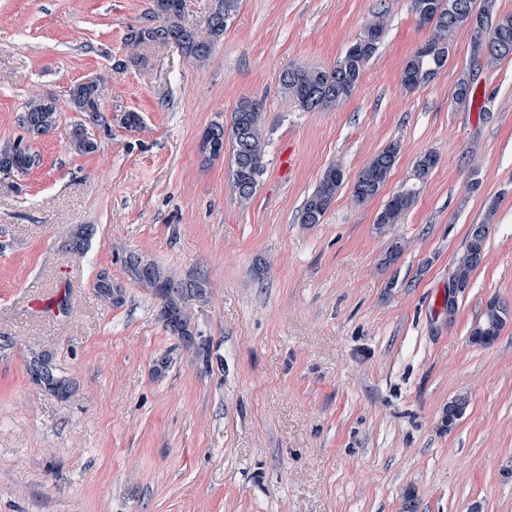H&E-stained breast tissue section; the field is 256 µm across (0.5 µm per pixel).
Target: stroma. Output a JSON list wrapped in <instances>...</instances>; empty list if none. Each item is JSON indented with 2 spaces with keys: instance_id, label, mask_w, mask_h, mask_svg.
Here are the masks:
<instances>
[{
  "instance_id": "obj_1",
  "label": "stroma",
  "mask_w": 512,
  "mask_h": 512,
  "mask_svg": "<svg viewBox=\"0 0 512 512\" xmlns=\"http://www.w3.org/2000/svg\"><path fill=\"white\" fill-rule=\"evenodd\" d=\"M151 0H0V146H29L0 175V512H512V319L469 341L487 303L512 309V59L472 60L453 35L423 87L400 82L431 34L411 0H241L204 64L176 44L130 53ZM384 27L359 88L306 112L283 69H329ZM475 76L472 106L452 100ZM105 83L97 151L74 152L72 85ZM53 97L55 130L30 138L29 99ZM244 97L263 104L265 169L248 203L229 157L199 142ZM143 126L128 131L125 112ZM399 159L358 203L359 171L390 143ZM438 157L399 224L375 220L425 152ZM345 182L321 223L300 215L330 165ZM496 205L486 256L446 306L472 225ZM404 249L383 265L391 239ZM174 279L204 278L190 306L210 362L166 332L161 303L131 279V254ZM122 285L113 307L100 274ZM52 354L76 389L33 382ZM170 358L157 371L161 358ZM466 396L455 429L449 401ZM34 161L29 148H22L20 143L0 148V173L4 175L14 171L25 172L32 167ZM94 292L97 298L103 300L111 306H118L123 303V289L119 284L112 282V279H102L101 277L94 284Z\"/></svg>"
}]
</instances>
